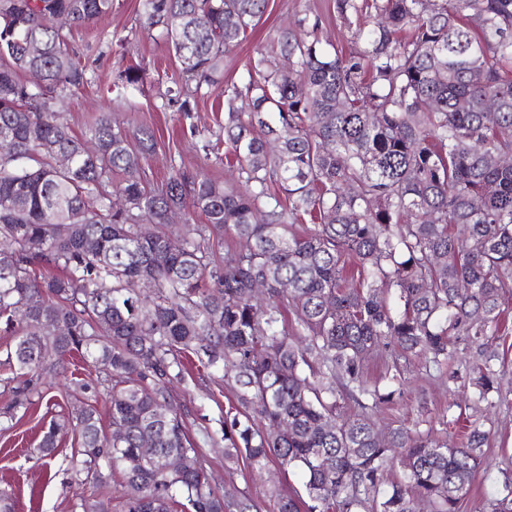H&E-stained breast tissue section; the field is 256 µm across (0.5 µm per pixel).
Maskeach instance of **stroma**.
I'll use <instances>...</instances> for the list:
<instances>
[{
  "label": "stroma",
  "instance_id": "1",
  "mask_svg": "<svg viewBox=\"0 0 512 512\" xmlns=\"http://www.w3.org/2000/svg\"><path fill=\"white\" fill-rule=\"evenodd\" d=\"M308 9L322 17L318 36L325 49L346 53L354 49V30L337 16L334 0H269L266 13L247 40L225 57L222 81L209 88L187 117L177 107L165 104L179 76V64L158 31L144 28L142 0H113L111 13L70 29V46L86 64L90 82L64 97L63 117L78 136L85 135L104 112L135 137L152 133L155 151L142 163L143 176L151 187H161L175 165L189 170L204 168L210 178L224 182L230 177L224 151L206 155L201 150L202 139L224 133V88L243 82L256 50L268 47L280 26L293 22ZM130 66L143 68V83L136 91L118 94L111 88L112 81ZM495 346L499 380L492 407L478 411L470 400L466 363L478 355L473 347L464 351L461 362L448 371L411 363L401 395L369 413L376 429L404 426L436 438L449 434L457 443L463 439V430L455 425V418L480 415L488 433L485 461L475 472L458 512H490L491 501L503 496L505 477H512V316ZM10 375L8 367L0 365V488L12 492L11 512H81L85 502L106 500L118 504L121 474L111 477L110 489L105 493L91 481L72 477L68 460L77 445L75 436H64L54 457H42L38 450L51 416L87 404L100 416H107L103 393L106 374L102 367L88 359L70 358L65 373L39 380L31 405L18 409L11 420L4 416L13 401L12 388L6 383ZM173 396L186 415L189 436L206 459L213 485L245 492L257 501L261 512L273 510L269 488L287 494L299 487L300 476L277 462H269L266 469L257 471L246 459L225 460L221 421L225 409L236 400L233 380L220 373L211 378L195 373L174 384Z\"/></svg>",
  "mask_w": 512,
  "mask_h": 512
}]
</instances>
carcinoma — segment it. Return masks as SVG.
Masks as SVG:
<instances>
[{
    "label": "carcinoma",
    "instance_id": "1",
    "mask_svg": "<svg viewBox=\"0 0 512 512\" xmlns=\"http://www.w3.org/2000/svg\"><path fill=\"white\" fill-rule=\"evenodd\" d=\"M142 2L181 79L196 82L167 98L186 114L269 4ZM335 7L345 21L372 22L356 31V50L322 49L321 18L309 12L256 52L245 82L224 89L234 183L174 167L151 191L139 174L151 136L135 153L104 113L78 137L51 106L89 81L65 29L112 12V0H0V325L12 337L4 363L24 378L13 407L46 372L44 350L61 367L75 352L106 367L121 435L108 438L82 407L50 421L39 451L50 458L79 432L73 473L104 490L120 472L123 512H257L253 499L211 485L187 434L170 391L185 379V353L238 388L225 458L243 455L258 471L274 458L302 473L300 489L271 491L273 512H419L421 502L458 512L484 458L476 420L459 447L404 427L377 431L365 410L393 403L405 379L393 365L384 392L363 365L392 346L446 369L464 336L479 349L476 401L497 391L493 336L512 295V0ZM33 42L42 51L31 57ZM31 70L40 83L22 80ZM140 83L132 66L113 85ZM303 215L312 227L297 235ZM226 233L241 246L216 262L206 240ZM352 267L358 286L347 288ZM350 401L362 412L342 413ZM397 460L401 478L384 483Z\"/></svg>",
    "mask_w": 512,
    "mask_h": 512
}]
</instances>
